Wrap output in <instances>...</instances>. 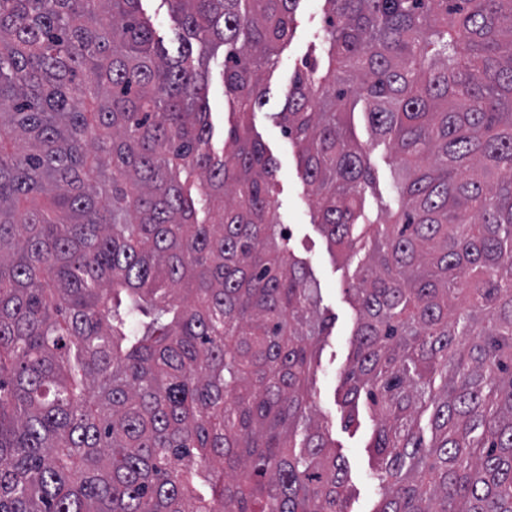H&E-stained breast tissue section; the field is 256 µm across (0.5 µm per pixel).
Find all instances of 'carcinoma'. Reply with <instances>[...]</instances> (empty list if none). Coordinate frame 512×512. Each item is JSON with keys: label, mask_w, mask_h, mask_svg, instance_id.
I'll return each instance as SVG.
<instances>
[{"label": "carcinoma", "mask_w": 512, "mask_h": 512, "mask_svg": "<svg viewBox=\"0 0 512 512\" xmlns=\"http://www.w3.org/2000/svg\"><path fill=\"white\" fill-rule=\"evenodd\" d=\"M142 2L0 0V512H349L308 394L331 324L252 127L300 0H164L169 47ZM324 3L277 119L362 256L373 512H512V0ZM223 59L220 51L209 62V107L211 122L214 128L215 145H221L223 141L224 127L229 128L233 117L232 108L224 97V83L222 81ZM351 126L357 141L366 147L376 175V187L384 196H390L393 190V155L384 144H378L372 137L363 112V103H359L351 115Z\"/></svg>", "instance_id": "carcinoma-1"}]
</instances>
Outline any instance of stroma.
Wrapping results in <instances>:
<instances>
[{"mask_svg":"<svg viewBox=\"0 0 512 512\" xmlns=\"http://www.w3.org/2000/svg\"><path fill=\"white\" fill-rule=\"evenodd\" d=\"M324 27L322 0H301L296 12L294 38L283 51L278 67L265 76L269 102L257 110L254 131L278 163L275 199L283 223L293 232L290 246L295 255L307 263L320 289V307L332 321L331 334L319 351L311 401L317 416L329 430L337 454L345 462L351 512H373L379 495L368 444L376 418L363 403L359 406L357 424L346 426L340 391L341 373L351 354L350 335L355 322V310L345 288L356 263L333 255L326 238L312 224L313 198L300 177L296 149L273 117L274 112L281 109L295 68L301 66L315 47L321 46ZM222 63L219 56L209 62V107L214 141L218 144L222 143L224 130L233 120L232 108L224 95ZM351 126L357 141L370 155L377 189L383 195H390L393 190L392 154L385 145L373 139L362 108H355Z\"/></svg>","mask_w":512,"mask_h":512,"instance_id":"obj_1","label":"stroma"}]
</instances>
